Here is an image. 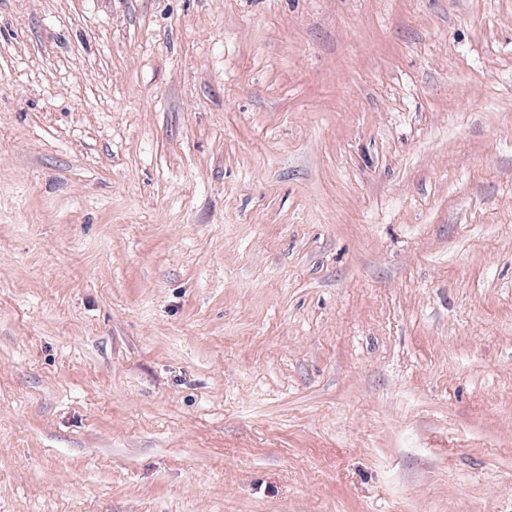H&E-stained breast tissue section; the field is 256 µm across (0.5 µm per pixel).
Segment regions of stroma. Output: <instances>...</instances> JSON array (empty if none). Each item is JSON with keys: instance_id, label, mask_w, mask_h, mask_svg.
<instances>
[{"instance_id": "obj_1", "label": "stroma", "mask_w": 512, "mask_h": 512, "mask_svg": "<svg viewBox=\"0 0 512 512\" xmlns=\"http://www.w3.org/2000/svg\"><path fill=\"white\" fill-rule=\"evenodd\" d=\"M0 512H512V0H0Z\"/></svg>"}]
</instances>
